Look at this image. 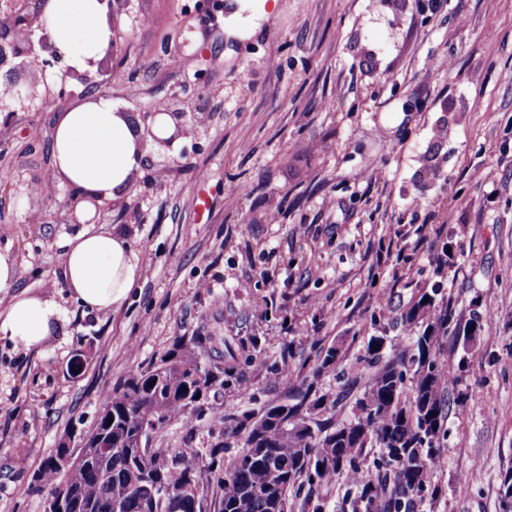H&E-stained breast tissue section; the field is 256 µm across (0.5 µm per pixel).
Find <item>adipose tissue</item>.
I'll return each instance as SVG.
<instances>
[{"instance_id":"ef3b65f1","label":"adipose tissue","mask_w":512,"mask_h":512,"mask_svg":"<svg viewBox=\"0 0 512 512\" xmlns=\"http://www.w3.org/2000/svg\"><path fill=\"white\" fill-rule=\"evenodd\" d=\"M41 9L52 44L72 70H89L110 47L105 0H43ZM50 158L55 175L74 189L83 224L64 243V281L85 310L119 308L139 280L141 267L126 233L100 224L96 205L124 191L141 169L145 154L137 129L111 98L94 93L57 114ZM60 319L53 303L14 292L0 311V335L33 350Z\"/></svg>"}]
</instances>
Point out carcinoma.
<instances>
[{
    "mask_svg": "<svg viewBox=\"0 0 512 512\" xmlns=\"http://www.w3.org/2000/svg\"><path fill=\"white\" fill-rule=\"evenodd\" d=\"M401 324L413 335L409 356L386 357L379 338H370L371 373L350 423L316 413L324 402L308 386L258 416L234 419L204 454L140 443L146 418L156 439L175 422L216 414L208 393L224 388L220 337L201 331L176 338L158 363L129 373L107 393L87 433L102 439L104 451L85 450L68 471L66 512H114L116 503L120 512H283L291 491L330 484L344 473L353 476L345 492L351 512H419L434 494L426 474L446 435L440 340L479 331L481 323H459L450 301L433 288L418 295ZM226 435L243 440V450L227 464ZM371 444L378 454L369 467L364 450ZM60 452L58 445L30 483L45 499L57 493L52 461ZM157 485L171 497L154 495Z\"/></svg>",
    "mask_w": 512,
    "mask_h": 512,
    "instance_id": "carcinoma-1",
    "label": "carcinoma"
}]
</instances>
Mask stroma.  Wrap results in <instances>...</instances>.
<instances>
[{
	"label": "stroma",
	"instance_id": "stroma-1",
	"mask_svg": "<svg viewBox=\"0 0 512 512\" xmlns=\"http://www.w3.org/2000/svg\"><path fill=\"white\" fill-rule=\"evenodd\" d=\"M213 3L130 0L111 72L72 85L77 98L110 96L138 126L158 105L193 110L192 134L148 148L129 188L101 208L142 268L121 307L87 312L67 292L73 191H43L54 112L0 117V247L17 259L18 289L63 311L39 350L0 338V512H42L28 487L60 438L79 441L105 391L204 328L223 337L233 369L217 401L224 415L280 400L288 388L276 377L289 373L348 422L370 337H386L387 353L407 350L400 315L431 288L459 321L479 314L485 331L467 354L442 341L458 381L422 510L502 512L512 468V0L491 10L484 0H223L227 25ZM431 57L454 67L425 79ZM369 168L380 174L370 185ZM231 183L248 194L228 193ZM331 346L336 371L314 376ZM217 431L206 416L155 445L204 453Z\"/></svg>",
	"mask_w": 512,
	"mask_h": 512
}]
</instances>
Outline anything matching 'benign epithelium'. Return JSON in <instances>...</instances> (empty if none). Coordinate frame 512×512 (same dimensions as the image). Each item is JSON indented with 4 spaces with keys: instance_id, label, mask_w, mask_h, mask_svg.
Here are the masks:
<instances>
[{
    "instance_id": "7a95c632",
    "label": "benign epithelium",
    "mask_w": 512,
    "mask_h": 512,
    "mask_svg": "<svg viewBox=\"0 0 512 512\" xmlns=\"http://www.w3.org/2000/svg\"><path fill=\"white\" fill-rule=\"evenodd\" d=\"M58 60L60 57L50 42L46 27L38 22V14L17 11L0 19V79L6 87L4 95L14 101L12 105L1 101L0 111H25L31 107L41 109L49 99H54L60 104L65 102L70 96L66 80L63 79L52 87L46 82V73ZM22 72L30 74L31 79L21 92L14 90V87L17 76ZM188 108L187 104L181 108L161 106L147 113V117L152 118L159 113L170 115L177 128L176 135L184 136V118L187 116ZM173 141L172 137H157L150 126L139 135V144L144 150L150 145L168 147ZM63 447L66 448V452L53 461V466L61 474L77 461V454L72 452L70 443L64 442Z\"/></svg>"
}]
</instances>
